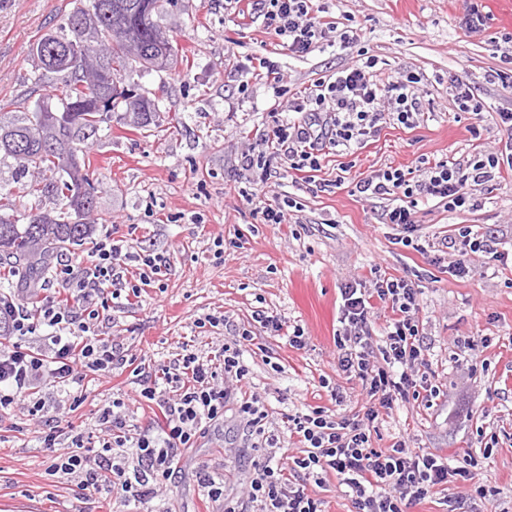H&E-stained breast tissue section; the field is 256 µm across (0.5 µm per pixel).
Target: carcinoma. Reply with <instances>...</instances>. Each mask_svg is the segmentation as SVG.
<instances>
[{
  "instance_id": "1",
  "label": "carcinoma",
  "mask_w": 512,
  "mask_h": 512,
  "mask_svg": "<svg viewBox=\"0 0 512 512\" xmlns=\"http://www.w3.org/2000/svg\"><path fill=\"white\" fill-rule=\"evenodd\" d=\"M171 0H78L60 26L61 34H46L33 45L31 53L41 76H56L64 93L56 105L42 103L32 112L0 122V169L15 167L34 179L21 185L24 195H49L60 208L39 214L40 223H19L17 198L0 196V287H13L17 276L35 281L49 272L54 259L69 255L91 243L94 215L93 173L85 159L67 168L63 154L84 153L79 133L95 130L120 107L135 112L140 127L159 126L160 116L152 100L117 89L112 78L115 67L132 59L145 68L154 57L172 50V41L157 23ZM95 18L100 37L112 42L111 57L87 66L79 63L60 72L43 61L47 44L81 55L76 25Z\"/></svg>"
}]
</instances>
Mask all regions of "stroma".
<instances>
[{"mask_svg": "<svg viewBox=\"0 0 512 512\" xmlns=\"http://www.w3.org/2000/svg\"><path fill=\"white\" fill-rule=\"evenodd\" d=\"M469 3L485 16L488 32L465 31ZM320 4L326 20L356 29L358 41L299 57L265 33L246 0L233 12L224 0H171L159 23L177 49L176 64L151 71L133 62L117 74L119 87L155 101L164 125L141 129L134 113L118 108L98 130L84 132L103 219L94 237L126 238L129 271L147 251L165 257L167 267L159 282L105 312L98 334L123 343L133 365L87 375L84 401L55 413L61 444H70L69 424L97 429L101 408L116 395L130 423L147 426L157 408L141 397L133 367L166 364L189 341L201 356H214L245 329L251 336L242 346L245 389L261 397L265 427L279 446L300 455L289 415L322 406L341 418L364 414L370 405L358 381L339 368L334 336L342 329V289L369 291L385 275L418 290L424 370L439 393L427 404L380 410L373 447L402 441L447 458L449 467L468 465L473 481L450 478L410 512H448L455 501L461 512H512V177L479 186L474 209L451 213L436 200L420 201L409 246L399 227L383 223L386 200L354 191L358 180L388 166L413 169L478 149L504 151L512 137L492 114L512 109V99L487 80L501 66L488 35L508 28L491 0ZM73 5L0 0V121L20 105L33 110L54 97L55 81L40 78L29 49L58 30ZM361 50L375 57L379 79L417 78V126L382 125L364 147L326 154L311 175L284 167L262 183L241 172L242 153L265 152L271 112L290 119L296 90L350 65ZM263 57L278 65L281 85L260 77ZM453 76L476 87L486 114L457 109ZM286 196L297 202L287 223H264L260 207ZM466 228L492 237L496 255L445 248L444 239ZM460 261L467 267L462 277L452 271ZM258 310L277 316L282 331L254 321ZM210 314L223 316V325L199 327ZM297 325L305 330L300 348L288 342ZM332 385L346 392L344 405L331 400ZM264 454L236 402H229L223 425L181 457L178 476L152 501L154 512H224L225 501H245L254 463ZM52 455L23 411L0 421V512H69L73 485L52 474ZM202 471L223 480L224 501H213L199 485ZM476 483L485 485L487 497L473 495ZM306 487L323 512H355L335 473L307 477Z\"/></svg>", "mask_w": 512, "mask_h": 512, "instance_id": "stroma-1", "label": "stroma"}]
</instances>
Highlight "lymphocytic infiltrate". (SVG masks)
<instances>
[{
	"label": "lymphocytic infiltrate",
	"instance_id": "obj_1",
	"mask_svg": "<svg viewBox=\"0 0 512 512\" xmlns=\"http://www.w3.org/2000/svg\"><path fill=\"white\" fill-rule=\"evenodd\" d=\"M255 2L267 33L291 53H310L326 35L314 0ZM374 66L371 58L355 61L337 71L334 79L297 93L289 109L300 113V120H274L270 130L273 151L259 159L242 154V171L263 182L282 165L298 172H316L324 149L344 151L367 141L378 133L381 119L415 127L420 104L414 77L380 85L373 78ZM505 164L512 166V153L481 151L463 162H435L420 179L390 166L373 171L355 189L367 199L395 197V205L382 218L409 234L420 199L439 200L451 212L477 207L472 187L501 176ZM123 247V240L105 236L97 243L91 264L80 271L72 257H57L54 276L66 286L69 302L47 295L31 308L0 302V420L15 407L26 408L44 448L56 449L59 434L45 420L48 403L39 394L40 386L80 383L84 369L108 373L123 367L127 362L123 343L99 339L91 326L101 310L138 293L140 284L161 276L166 267L163 257L141 255L139 279L131 281ZM341 297L342 331L335 340L338 365L349 378L358 380L378 406L352 420H335L321 406L293 416L304 452L288 456L279 454L277 436L265 430L260 397L252 393L243 398L239 412L266 450L254 466L248 489V499L257 505V512H321L320 501L305 485L288 482L284 472L289 468L309 476L335 472L357 512H409L436 486L446 484L449 475L466 481L472 478L466 468H449L438 454L405 447L400 441L385 449L371 443L370 424L378 408H392L398 400H419L427 387L426 381L417 380L414 370L423 345L412 282L383 277L376 280L372 292L348 287ZM377 301L390 304L394 313L385 346L379 351L370 342V317ZM26 336L44 337L46 354L23 344ZM240 356L236 344L223 345L222 365L217 368L187 347L160 371L138 370L141 397L159 410L155 421L135 430L128 428L123 399H113L102 410L99 433L71 426V444L66 452L54 456L52 472L73 479L84 507L106 486L140 503L156 498L160 484L177 476L182 452L195 447L199 437L223 422L231 391L218 379L245 380L248 369ZM186 373L193 379L188 386L181 382Z\"/></svg>",
	"mask_w": 512,
	"mask_h": 512
}]
</instances>
